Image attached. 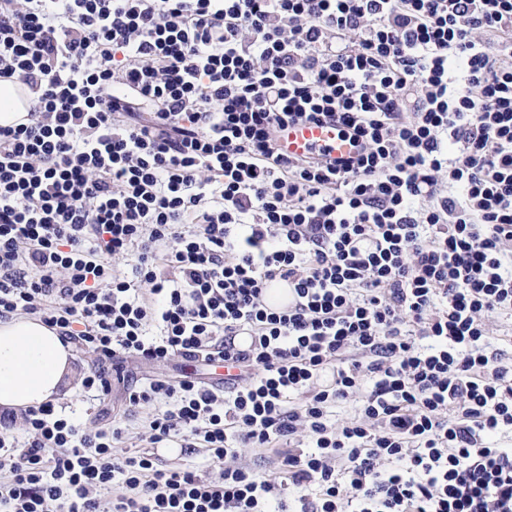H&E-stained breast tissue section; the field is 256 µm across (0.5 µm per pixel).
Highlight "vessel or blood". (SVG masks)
<instances>
[{
  "mask_svg": "<svg viewBox=\"0 0 512 512\" xmlns=\"http://www.w3.org/2000/svg\"><path fill=\"white\" fill-rule=\"evenodd\" d=\"M278 137L283 153L289 156L312 153L341 161L359 149L358 142L333 122L290 125L280 129Z\"/></svg>",
  "mask_w": 512,
  "mask_h": 512,
  "instance_id": "b4317fda",
  "label": "vessel or blood"
}]
</instances>
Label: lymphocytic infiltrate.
I'll use <instances>...</instances> for the list:
<instances>
[{"label": "lymphocytic infiltrate", "instance_id": "1", "mask_svg": "<svg viewBox=\"0 0 512 512\" xmlns=\"http://www.w3.org/2000/svg\"><path fill=\"white\" fill-rule=\"evenodd\" d=\"M2 78L0 318L240 374L126 394L215 475L4 417L0 512H267L245 448L299 512H512V0H0ZM322 120L360 153H282ZM17 84L11 81L0 82V125H12L27 112H15L20 106L17 98ZM22 113V114H21Z\"/></svg>", "mask_w": 512, "mask_h": 512}]
</instances>
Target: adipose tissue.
I'll return each mask as SVG.
<instances>
[{
  "label": "adipose tissue",
  "mask_w": 512,
  "mask_h": 512,
  "mask_svg": "<svg viewBox=\"0 0 512 512\" xmlns=\"http://www.w3.org/2000/svg\"><path fill=\"white\" fill-rule=\"evenodd\" d=\"M74 358L73 344L39 318L0 320V406L26 410L56 400Z\"/></svg>",
  "instance_id": "1"
}]
</instances>
